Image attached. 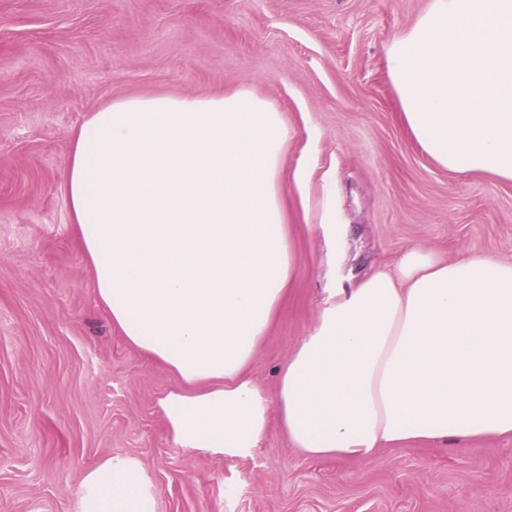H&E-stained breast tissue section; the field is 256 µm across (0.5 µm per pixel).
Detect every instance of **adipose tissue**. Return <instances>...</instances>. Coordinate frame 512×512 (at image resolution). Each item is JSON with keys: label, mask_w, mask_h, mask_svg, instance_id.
<instances>
[{"label": "adipose tissue", "mask_w": 512, "mask_h": 512, "mask_svg": "<svg viewBox=\"0 0 512 512\" xmlns=\"http://www.w3.org/2000/svg\"><path fill=\"white\" fill-rule=\"evenodd\" d=\"M401 121L442 168L512 182V0H431L386 55ZM291 133L232 93L109 101L76 134L63 185L99 304L177 384V447L253 455L279 412L289 445L368 460L411 440L512 438V261L406 248L328 289L275 394L248 368L293 281L281 163ZM80 512H155L133 460L86 470Z\"/></svg>", "instance_id": "1"}]
</instances>
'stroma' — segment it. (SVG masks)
I'll return each instance as SVG.
<instances>
[{
	"label": "stroma",
	"instance_id": "1",
	"mask_svg": "<svg viewBox=\"0 0 512 512\" xmlns=\"http://www.w3.org/2000/svg\"><path fill=\"white\" fill-rule=\"evenodd\" d=\"M429 5L0 0V512H80L107 457L140 464L155 512H512L511 438L313 459L275 417L248 459L175 447L157 401L176 379L100 308L62 188L74 134L108 100L245 86L275 104L298 267L250 366L274 391L325 289L413 245L512 261V183L448 173L400 119L386 50ZM325 221L345 231L335 245Z\"/></svg>",
	"mask_w": 512,
	"mask_h": 512
}]
</instances>
